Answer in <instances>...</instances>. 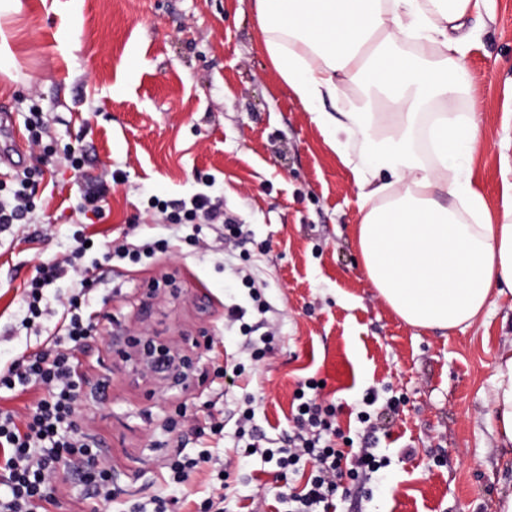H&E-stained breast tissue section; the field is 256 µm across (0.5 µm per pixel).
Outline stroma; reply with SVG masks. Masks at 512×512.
I'll use <instances>...</instances> for the list:
<instances>
[{"label":"stroma","mask_w":512,"mask_h":512,"mask_svg":"<svg viewBox=\"0 0 512 512\" xmlns=\"http://www.w3.org/2000/svg\"><path fill=\"white\" fill-rule=\"evenodd\" d=\"M472 15L478 45L466 59L483 145L472 161L490 212L501 205L502 156L512 157V0ZM14 65L0 72V106H37L57 147L83 151L86 169L120 171L106 216L88 225L104 244L131 227L158 233L151 198L210 193L250 234L256 276L273 307L275 352L246 362L238 387L221 393L207 372L238 357L224 308L251 307L247 288L213 250L183 241L149 266L106 273L112 299L103 338L80 356L86 377L79 414L101 438L120 501L165 489V429L178 404L201 418L223 396L225 412L255 398V422L272 439L289 429L299 381L324 380L341 429L355 424L367 390L399 398L378 449L390 460L371 500L350 489L343 512H494L512 492V452L488 419L493 356L512 336V295L494 299L478 323L450 331L413 328L377 296L360 268L361 219L352 175L273 68L254 0H21L6 28ZM80 184L55 166L35 196L41 237L28 226L0 236V366L35 348L18 329L24 284L37 264L70 244ZM132 336L191 361L176 391L146 369ZM412 456H402V449ZM234 508L278 512V481L260 458L232 465Z\"/></svg>","instance_id":"obj_1"}]
</instances>
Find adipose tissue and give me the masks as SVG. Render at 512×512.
Segmentation results:
<instances>
[{"label": "adipose tissue", "instance_id": "adipose-tissue-1", "mask_svg": "<svg viewBox=\"0 0 512 512\" xmlns=\"http://www.w3.org/2000/svg\"><path fill=\"white\" fill-rule=\"evenodd\" d=\"M264 50L353 177L361 268L405 324L449 331L512 294V159L492 219L459 111L480 0H256ZM418 53L407 51L408 43ZM489 420L512 447V339L495 356Z\"/></svg>", "mask_w": 512, "mask_h": 512}]
</instances>
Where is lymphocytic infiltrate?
<instances>
[{
  "label": "lymphocytic infiltrate",
  "mask_w": 512,
  "mask_h": 512,
  "mask_svg": "<svg viewBox=\"0 0 512 512\" xmlns=\"http://www.w3.org/2000/svg\"><path fill=\"white\" fill-rule=\"evenodd\" d=\"M63 163L80 179L77 220L103 218L110 192L106 175H89L83 156L65 149ZM40 170L26 169L13 177L8 194H0V232L17 224L31 223L36 211L34 190ZM159 222L168 232L162 239L124 240L88 251L87 238L74 231L63 257L40 264L24 285V328L40 332L41 321L57 316L53 332L31 351L22 352L9 366L0 369V393L13 396L30 393L34 400L26 412L0 409V512H55L60 486L67 472H74L83 487L82 501L91 512H112L116 495L112 491V468L101 455L100 442L77 420L85 376L78 355L98 335L99 313L91 295L104 281L105 269L114 261L137 265L165 253L170 236L186 226L222 227L224 263L232 267L241 284L248 288L257 315L270 306L262 297L261 285L247 267L237 265L233 248L244 237L242 225L226 216L220 197L205 193L190 201H156ZM70 278L69 295L48 300L46 292L61 278ZM315 378L299 383L292 402V427L282 446L263 447V462L273 465L282 482L277 500L286 512H336L342 482L363 488L374 474L388 466L371 439L377 425L370 409L378 400L367 391L356 414L361 443H354L336 422L337 408L319 399ZM310 473H303V466Z\"/></svg>",
  "instance_id": "obj_1"
}]
</instances>
